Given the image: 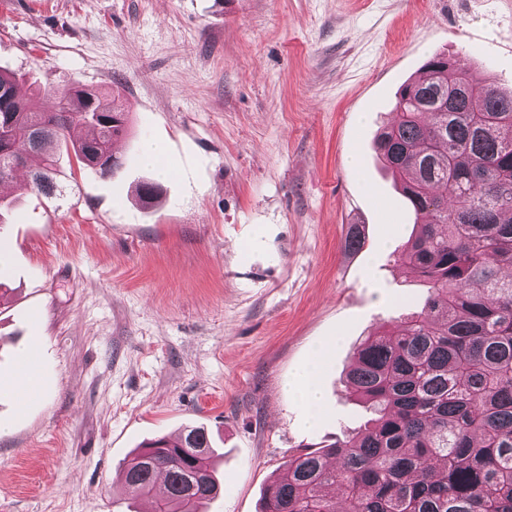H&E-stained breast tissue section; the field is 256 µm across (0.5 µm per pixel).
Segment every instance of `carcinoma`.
Masks as SVG:
<instances>
[{"instance_id": "cac0c4a2", "label": "carcinoma", "mask_w": 512, "mask_h": 512, "mask_svg": "<svg viewBox=\"0 0 512 512\" xmlns=\"http://www.w3.org/2000/svg\"><path fill=\"white\" fill-rule=\"evenodd\" d=\"M376 148L402 182L419 232L395 251L428 284L421 313L361 342L347 389L372 413L355 435L296 450L260 512H512V92L433 54L407 83ZM0 184L24 168L55 191L57 154L115 175L128 113L79 84L17 94L0 69ZM207 428L155 439L123 464L129 499L201 512L220 486ZM344 504L336 509V501Z\"/></svg>"}]
</instances>
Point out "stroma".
Returning <instances> with one entry per match:
<instances>
[{
  "instance_id": "35a3bbf8",
  "label": "stroma",
  "mask_w": 512,
  "mask_h": 512,
  "mask_svg": "<svg viewBox=\"0 0 512 512\" xmlns=\"http://www.w3.org/2000/svg\"><path fill=\"white\" fill-rule=\"evenodd\" d=\"M436 52L511 90L512 0H0L21 93L77 82L131 126L114 177L65 159L59 194L5 186L0 381L33 349L45 385L22 415L0 392V512H127L121 463L190 424L219 451L205 512H259L297 449L358 431L356 347L427 296L392 256L414 219L373 143ZM322 345L310 426L288 380Z\"/></svg>"
}]
</instances>
